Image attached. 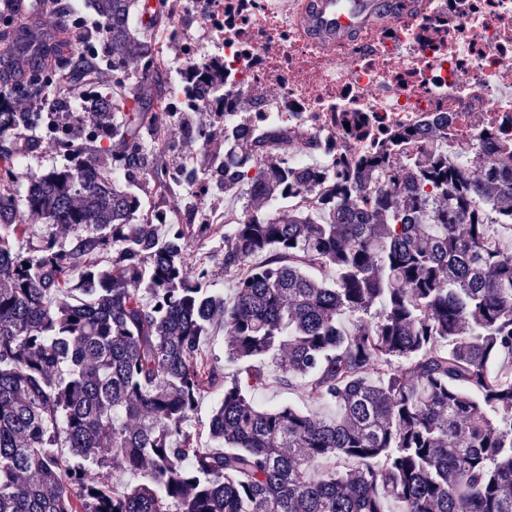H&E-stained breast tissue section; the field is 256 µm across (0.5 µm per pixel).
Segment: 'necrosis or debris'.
I'll return each mask as SVG.
<instances>
[{
    "label": "necrosis or debris",
    "mask_w": 512,
    "mask_h": 512,
    "mask_svg": "<svg viewBox=\"0 0 512 512\" xmlns=\"http://www.w3.org/2000/svg\"><path fill=\"white\" fill-rule=\"evenodd\" d=\"M304 6L291 0L278 10L247 0L228 18L224 0H182L173 55L225 75L223 93L203 95L199 111L234 123L246 102L270 121L342 140L350 156L367 146L342 139L332 114L343 108L371 113L385 131L426 112L447 113L452 157L478 149L488 126L512 124V0H425L414 17L339 46L306 35ZM198 29L206 41L195 40Z\"/></svg>",
    "instance_id": "necrosis-or-debris-1"
}]
</instances>
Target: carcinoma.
Masks as SVG:
<instances>
[{
	"mask_svg": "<svg viewBox=\"0 0 512 512\" xmlns=\"http://www.w3.org/2000/svg\"><path fill=\"white\" fill-rule=\"evenodd\" d=\"M90 4L123 91L83 94L80 138L54 112L4 110L38 101L56 64L89 81L77 58L29 55L15 33L26 69L0 72V512H512V133L450 158L442 116L380 135L341 112L342 134L370 142L347 159L305 128L214 112L216 154L187 108L176 123L198 152L173 162L154 116L168 91L124 81L134 60L160 72L146 33L174 28L173 4ZM185 79L224 90L218 67ZM33 129L67 163L20 203L9 181ZM300 144L333 159L294 168ZM317 185V208L294 202ZM237 193L216 254L227 298L208 264L188 267L219 230L193 223L195 199ZM22 207L71 239L26 238ZM218 322L225 360L246 364L231 378L201 356ZM267 363L335 417L256 405ZM215 390L204 447L189 421ZM111 466L142 477L109 489L94 470Z\"/></svg>",
	"mask_w": 512,
	"mask_h": 512,
	"instance_id": "obj_1",
	"label": "carcinoma"
}]
</instances>
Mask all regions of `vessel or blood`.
Here are the masks:
<instances>
[{"mask_svg": "<svg viewBox=\"0 0 512 512\" xmlns=\"http://www.w3.org/2000/svg\"><path fill=\"white\" fill-rule=\"evenodd\" d=\"M418 6L419 0H306L303 23L312 39L336 43L401 18Z\"/></svg>", "mask_w": 512, "mask_h": 512, "instance_id": "vessel-or-blood-1", "label": "vessel or blood"}]
</instances>
